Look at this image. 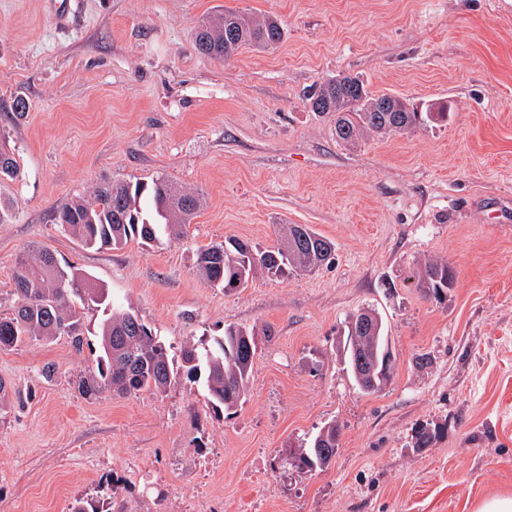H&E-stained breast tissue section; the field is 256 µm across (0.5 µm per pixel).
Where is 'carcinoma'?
<instances>
[{
  "instance_id": "carcinoma-1",
  "label": "carcinoma",
  "mask_w": 512,
  "mask_h": 512,
  "mask_svg": "<svg viewBox=\"0 0 512 512\" xmlns=\"http://www.w3.org/2000/svg\"><path fill=\"white\" fill-rule=\"evenodd\" d=\"M284 29L271 16L256 20L226 9L198 25L195 43L208 57L224 60L245 45L269 47L282 41ZM310 107L319 116L335 118L336 137L356 143L366 132L401 133L423 123V118L445 120L448 106L441 104L421 116L398 97L374 95L351 75H338L321 83L309 95ZM20 164L13 149L0 143V180L18 176ZM200 205L196 192L178 191L162 178L149 182H105L88 197H75L55 215L56 223L87 249L120 250L129 242L141 245L165 236L177 239ZM334 244L305 224H287L282 241L259 249L229 237L202 250L197 258L200 274L226 293L248 287L259 276L278 277L290 270L313 271L330 260ZM17 301L12 313L0 315V349H10L27 339H71L80 350L83 314L100 310L104 319L97 334L95 368L78 380L81 395L94 397L104 392L127 396L140 391L155 395L167 392L186 375L190 381L203 379L207 408L219 417L246 400L255 357L254 332L227 325L224 333L207 342H188L180 349L175 365L167 346L126 305L96 282L82 268L62 264L54 253L33 245L20 253L11 272ZM420 287L436 298L454 284L448 264L429 261L420 267ZM388 342L381 315H376L375 339L362 343L370 349ZM329 423L321 428L306 448L299 449L297 464L310 472L317 467L322 447L336 454L338 444L323 445Z\"/></svg>"
}]
</instances>
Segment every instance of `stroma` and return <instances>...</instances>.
Segmentation results:
<instances>
[{
	"mask_svg": "<svg viewBox=\"0 0 512 512\" xmlns=\"http://www.w3.org/2000/svg\"><path fill=\"white\" fill-rule=\"evenodd\" d=\"M223 9L275 16L285 36L204 56L194 30ZM340 73L421 112L447 104L448 119L341 143L305 100ZM1 137L20 175L0 182L15 214L0 224V313L37 244L173 350L236 324L256 355L246 402L219 419L186 381L81 396L95 356L65 337L0 350L14 387L0 512H70L105 484L107 512H474L512 497V0H0ZM158 176L202 197L181 239L95 251L53 221L98 183ZM282 224L334 242L332 262L233 293L199 274L201 250L271 246ZM435 259L455 273L440 301L417 285ZM362 309L397 359L369 395L336 354ZM332 421L334 459L300 471L298 449ZM422 425L437 438L419 450Z\"/></svg>",
	"mask_w": 512,
	"mask_h": 512,
	"instance_id": "1",
	"label": "stroma"
}]
</instances>
